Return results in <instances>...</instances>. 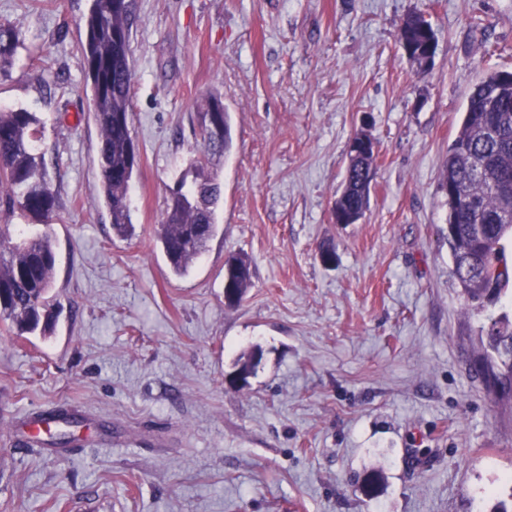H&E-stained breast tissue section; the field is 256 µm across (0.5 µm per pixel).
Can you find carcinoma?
<instances>
[{
  "instance_id": "cac0c4a2",
  "label": "carcinoma",
  "mask_w": 512,
  "mask_h": 512,
  "mask_svg": "<svg viewBox=\"0 0 512 512\" xmlns=\"http://www.w3.org/2000/svg\"><path fill=\"white\" fill-rule=\"evenodd\" d=\"M81 44L84 76L94 102L99 128L102 190L112 231L119 237L131 230V183L141 154L131 136L132 74L127 51L131 15L123 0H92L85 17ZM436 39L421 14L408 15L398 32L401 47L416 54L427 40ZM22 44L20 32L0 25V71L10 66ZM221 99L210 97L199 113L202 131L200 157L191 165V183L180 181L158 224L157 235L172 272L187 273L206 250L217 224L215 210L221 184L206 170L205 160L232 148L229 113L224 134L215 136L208 118ZM39 120L35 113L0 108V209H20L37 222L56 208L47 164L34 147ZM377 154L357 155L348 163L343 190L335 207L363 216L375 178ZM440 189L448 205V249L451 273L461 288L465 308L496 304L512 288V272L505 260L512 243V82L503 71L487 72L471 89L459 133L448 144ZM240 270L235 288L245 294L251 280L250 263L237 255ZM56 253L48 229L11 232L0 224V332L9 336L53 333L56 316L51 304ZM485 349L501 367L480 357L483 375L499 381L512 378V322L494 321L486 332Z\"/></svg>"
}]
</instances>
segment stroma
<instances>
[{
  "mask_svg": "<svg viewBox=\"0 0 512 512\" xmlns=\"http://www.w3.org/2000/svg\"><path fill=\"white\" fill-rule=\"evenodd\" d=\"M90 4L0 0L23 37L0 105L41 120L60 304L51 336L0 335V512H512V404L476 365L512 299L464 310L438 188L469 89L512 71V0H133L125 237L83 79ZM413 12L437 37L424 76L397 40ZM210 96L233 136L208 167L219 227L178 277L156 230ZM361 132L369 207L338 224ZM239 254L251 281L228 305ZM59 406L72 442L33 436Z\"/></svg>",
  "mask_w": 512,
  "mask_h": 512,
  "instance_id": "35a3bbf8",
  "label": "stroma"
}]
</instances>
